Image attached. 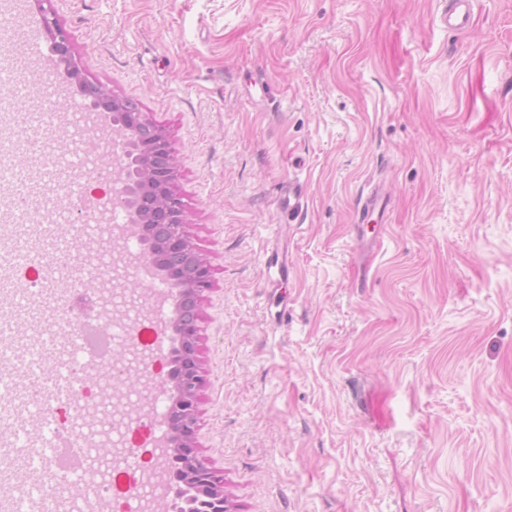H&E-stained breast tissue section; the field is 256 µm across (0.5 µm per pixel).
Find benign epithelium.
<instances>
[{
    "label": "benign epithelium",
    "mask_w": 512,
    "mask_h": 512,
    "mask_svg": "<svg viewBox=\"0 0 512 512\" xmlns=\"http://www.w3.org/2000/svg\"><path fill=\"white\" fill-rule=\"evenodd\" d=\"M51 0H36L43 14L45 30L55 39L54 49L69 63L70 75H79L73 63L70 41L57 28L56 21L48 17ZM90 103L83 106L86 112L106 114L107 128L122 145L123 155L116 165V179L112 194L115 201L129 213L127 224L130 235L144 238L145 223L154 221L166 224L169 235L167 250L173 255L191 253L194 262L189 276L179 279L176 270L162 271L160 275L171 282L182 284L183 291L202 298L212 287V272L205 259L196 254L195 246L187 233L183 218V204L173 189L177 173V160L171 150L167 135L156 126L148 115L127 102L97 87L88 88ZM196 313L186 314L167 327L175 334L177 346L168 358V370L161 375L165 391H173L167 423L166 460L171 483H176V465L188 460L192 465L188 479L197 488L211 490L209 512H224V482L213 471L207 460L199 454L197 431L200 391L204 385L198 359L199 326Z\"/></svg>",
    "instance_id": "1"
}]
</instances>
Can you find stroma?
I'll return each instance as SVG.
<instances>
[{"mask_svg":"<svg viewBox=\"0 0 512 512\" xmlns=\"http://www.w3.org/2000/svg\"><path fill=\"white\" fill-rule=\"evenodd\" d=\"M441 8L51 2L83 80L181 157L213 274L197 444L229 512H512V0L459 31Z\"/></svg>","mask_w":512,"mask_h":512,"instance_id":"stroma-1","label":"stroma"}]
</instances>
